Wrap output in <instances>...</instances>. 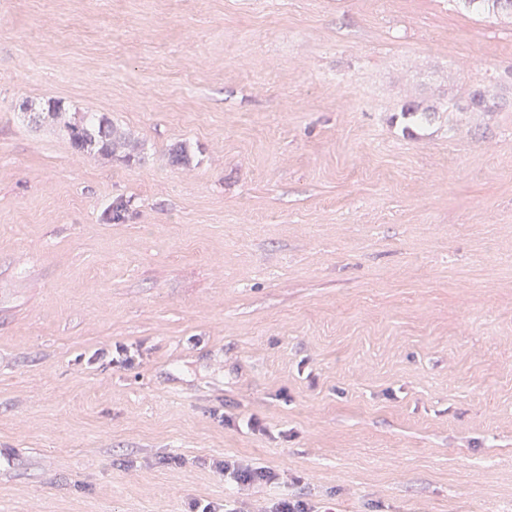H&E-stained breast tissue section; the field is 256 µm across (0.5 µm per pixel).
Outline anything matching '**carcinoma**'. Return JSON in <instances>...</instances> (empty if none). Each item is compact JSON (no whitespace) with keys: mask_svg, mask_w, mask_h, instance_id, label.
Returning <instances> with one entry per match:
<instances>
[{"mask_svg":"<svg viewBox=\"0 0 512 512\" xmlns=\"http://www.w3.org/2000/svg\"><path fill=\"white\" fill-rule=\"evenodd\" d=\"M465 2L469 9L488 18L501 19L512 16V0H465ZM499 98L498 88L493 86L470 91L466 97L470 105L465 107V110L494 112L499 106ZM64 130L71 147L77 152L94 148L104 156L120 155L128 161L137 154V142L104 116H91L74 123L66 122ZM130 208L131 200L118 197L105 207L102 219L108 224H122L128 218Z\"/></svg>","mask_w":512,"mask_h":512,"instance_id":"carcinoma-1","label":"carcinoma"}]
</instances>
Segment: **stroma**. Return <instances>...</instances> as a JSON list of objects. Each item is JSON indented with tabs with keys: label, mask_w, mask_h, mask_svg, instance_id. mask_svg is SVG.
Returning <instances> with one entry per match:
<instances>
[{
	"label": "stroma",
	"mask_w": 512,
	"mask_h": 512,
	"mask_svg": "<svg viewBox=\"0 0 512 512\" xmlns=\"http://www.w3.org/2000/svg\"><path fill=\"white\" fill-rule=\"evenodd\" d=\"M490 84L501 110L449 111ZM50 99L140 160L21 108ZM284 495L512 512V18L0 0V512ZM63 127L76 152L94 148L107 157L122 154L121 157L128 161L137 154V142L104 116H91L74 123L65 122ZM215 466L224 472V480L236 484L239 487L272 482L276 475L264 467H253L237 460L215 462Z\"/></svg>",
	"instance_id": "obj_1"
}]
</instances>
